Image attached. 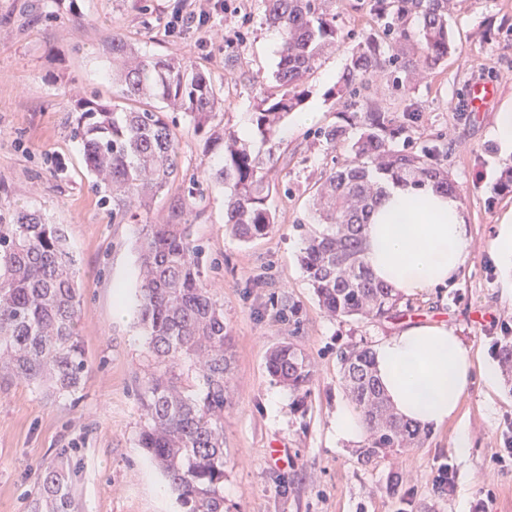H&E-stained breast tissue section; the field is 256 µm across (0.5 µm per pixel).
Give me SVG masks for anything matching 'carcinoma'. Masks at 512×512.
I'll return each mask as SVG.
<instances>
[{
	"label": "carcinoma",
	"instance_id": "carcinoma-1",
	"mask_svg": "<svg viewBox=\"0 0 512 512\" xmlns=\"http://www.w3.org/2000/svg\"><path fill=\"white\" fill-rule=\"evenodd\" d=\"M335 0H265V16L281 31L276 90L258 98L253 112L256 133L276 135L281 122L303 102L305 86L322 59L343 41L333 8ZM383 23L391 64L408 82L430 71L453 50L448 0H370ZM380 45L365 35L352 55L341 85L330 94L349 99L344 113L359 130L350 145L353 158L334 166L312 197L314 223L325 228L306 238L301 263L324 311L332 317H386L397 307L394 289L375 280L364 260L365 224L379 204L381 180L430 183L451 195L458 185L441 164L443 146L415 150L397 143L390 112L360 106L357 99L377 67ZM112 82L125 105L99 98L80 105L77 132L86 164L104 189L112 219L149 206L179 178L173 118L146 104L160 99L190 117L212 148L222 150V165L204 174L229 188L225 223L239 240L269 235L276 213L267 201L275 190L268 161L231 132L210 125L220 98L210 78L179 57L153 58L137 53L118 34L112 36ZM343 125H328L317 138L334 148ZM194 188L171 199L167 224H146L141 242L140 291L135 309L145 330L155 370L140 392L145 421L139 446L163 472L186 512H224V403L231 372L224 311L201 271L202 247L192 239L182 215ZM74 259L57 224L19 211L0 216V373L21 380L47 381L60 394L75 390L86 368L77 336L78 296ZM196 373L200 389L187 395L175 373L179 366ZM269 373L288 388L307 395L314 370L293 343L267 356ZM345 389L363 414L367 442L360 455L370 460L412 448L426 439L419 427L391 408L374 374L367 349L340 354ZM71 500L58 473L47 468L33 512H68Z\"/></svg>",
	"mask_w": 512,
	"mask_h": 512
}]
</instances>
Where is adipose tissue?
<instances>
[{
    "instance_id": "obj_1",
    "label": "adipose tissue",
    "mask_w": 512,
    "mask_h": 512,
    "mask_svg": "<svg viewBox=\"0 0 512 512\" xmlns=\"http://www.w3.org/2000/svg\"><path fill=\"white\" fill-rule=\"evenodd\" d=\"M364 240L373 277L407 296L454 286L472 258L459 200L429 185L384 182ZM374 369L399 417L438 428L457 413L474 363L454 327L417 322L375 346Z\"/></svg>"
}]
</instances>
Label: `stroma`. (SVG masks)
I'll use <instances>...</instances> for the list:
<instances>
[{"mask_svg": "<svg viewBox=\"0 0 512 512\" xmlns=\"http://www.w3.org/2000/svg\"><path fill=\"white\" fill-rule=\"evenodd\" d=\"M449 21L454 53L411 83L388 60L372 72L366 99L394 113L416 147L443 143L442 159L461 187L473 257L458 284L401 297L394 318L329 317L300 263L313 231L310 200L316 183L345 147L318 141V128L342 120L344 102L329 97L360 37L380 33L369 0H336L344 42L313 75L303 111L288 117L271 141L251 137L255 152L272 156L279 186L269 204L277 223L267 237L244 243L224 222L222 183L202 177L220 163L184 116L176 118L179 172L201 183L183 217L203 247L205 282L224 308L233 370L224 407V512H512V383L490 392L475 377L457 414L423 446L363 461L354 444L337 440L333 416L348 401L339 354L373 348L407 319H444L471 347L479 365H498L512 334V290L492 259L497 216L512 208L501 190L507 161L487 131L494 110L468 112L475 81L497 84L498 102L512 101V0H456ZM247 22L242 41L222 34L231 17L213 0H0V215L24 208L62 225L80 289L78 332L87 368L81 387L56 395L47 383L0 376V512H32L47 467L62 471L71 512H184L164 476L139 448L144 422L139 400L149 372L145 333L134 316L113 318L116 286L136 306L144 225L169 219L170 193L158 195L133 220L117 221L91 186L75 132L80 103L112 96L109 36H123L141 53L178 55L204 71L222 100L214 125L240 131L250 124L261 91L272 88L280 33L265 20L262 0H229ZM209 11L217 29L199 45L195 31L164 32L174 10ZM294 313H287V306ZM290 340L308 355L314 380L306 399L266 370V354ZM467 432L466 455L455 452ZM288 450L278 466L270 443ZM449 469L453 492L437 483Z\"/></svg>", "mask_w": 512, "mask_h": 512, "instance_id": "35a3bbf8", "label": "stroma"}]
</instances>
